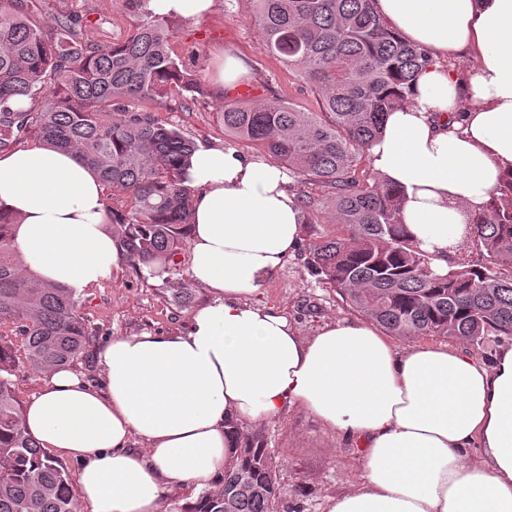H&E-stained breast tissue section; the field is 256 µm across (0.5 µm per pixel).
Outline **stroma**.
<instances>
[{"instance_id": "stroma-1", "label": "stroma", "mask_w": 512, "mask_h": 512, "mask_svg": "<svg viewBox=\"0 0 512 512\" xmlns=\"http://www.w3.org/2000/svg\"><path fill=\"white\" fill-rule=\"evenodd\" d=\"M25 8L41 25L69 16L100 45L123 40L142 20L135 0H27ZM253 14L251 0H220L217 10L200 23L172 20V53L192 62L202 92L193 100L178 93L142 99L132 102V109L152 113L195 144L262 156L253 142L225 134V100L238 99L240 89L247 87L258 100L289 99L312 111L317 104L299 71L269 52ZM228 52L246 61L248 73L238 84L223 88L218 68ZM333 232L329 209L320 206L307 214L298 250L251 296L254 303L286 311L304 336L313 335L326 322L352 315L334 288L307 266L310 244ZM206 298V290L192 283L187 270L165 279L149 274L137 278L126 267H118L111 282L78 298V311L94 338L85 355L74 361V368L88 381H96L94 356L110 338L177 333ZM253 428L261 433L277 470L283 489L280 512H323L327 497L344 492L361 477L359 449L342 442L306 412L292 411L254 423Z\"/></svg>"}]
</instances>
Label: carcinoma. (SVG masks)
<instances>
[{"instance_id": "1", "label": "carcinoma", "mask_w": 512, "mask_h": 512, "mask_svg": "<svg viewBox=\"0 0 512 512\" xmlns=\"http://www.w3.org/2000/svg\"><path fill=\"white\" fill-rule=\"evenodd\" d=\"M144 18L109 47L82 37L67 16L45 29L0 3V148L33 135L71 150L112 191L127 195L112 211L121 263L143 276L173 274L194 223L185 166L194 150L174 127L126 104L172 91L195 94L192 67L169 53L167 20L137 0ZM267 47L296 68L318 110L292 102L224 101V131L261 145L298 181L325 188L336 234L309 247L308 265L342 302L393 336H446L478 346L512 336V173L469 220L467 241L485 263L434 265L400 223L401 193L358 167L382 133L386 115L429 59L401 39L374 0H253ZM51 95L37 101L47 74ZM27 97L37 104L13 109ZM12 218L0 212V324L17 325L24 359L48 372L83 356L93 334L75 294L26 273L11 247ZM13 346L0 342V512H75L64 466L22 428L10 376ZM236 465L219 488L171 512H278L275 467L263 436L240 426Z\"/></svg>"}]
</instances>
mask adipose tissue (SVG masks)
I'll list each match as a JSON object with an SVG mask.
<instances>
[{"mask_svg":"<svg viewBox=\"0 0 512 512\" xmlns=\"http://www.w3.org/2000/svg\"><path fill=\"white\" fill-rule=\"evenodd\" d=\"M430 63L368 150L402 193L410 239L439 267L466 220L512 172V0H375ZM469 54L460 73L454 59ZM191 280L207 303L184 331L118 336L96 354L101 386L48 372L22 426L78 463L76 512H159L193 500L238 460L234 425L293 408L363 448V474L325 512H512V344L491 362L445 345L399 350L379 329L338 319L299 335L251 295L299 246L304 214L277 164L202 144ZM0 210L23 267L85 294L119 264L106 188L75 152L32 143L0 154ZM481 449L468 462L470 449Z\"/></svg>","mask_w":512,"mask_h":512,"instance_id":"obj_1","label":"adipose tissue"}]
</instances>
